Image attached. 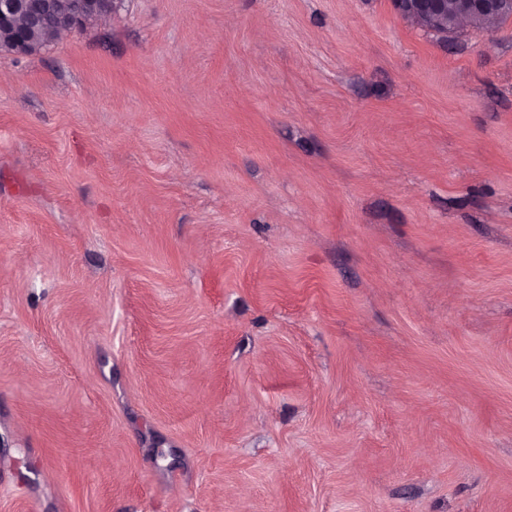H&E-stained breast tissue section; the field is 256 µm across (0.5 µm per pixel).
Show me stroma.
I'll use <instances>...</instances> for the list:
<instances>
[{"instance_id": "1", "label": "stroma", "mask_w": 512, "mask_h": 512, "mask_svg": "<svg viewBox=\"0 0 512 512\" xmlns=\"http://www.w3.org/2000/svg\"><path fill=\"white\" fill-rule=\"evenodd\" d=\"M0 512H512V20L0 52Z\"/></svg>"}]
</instances>
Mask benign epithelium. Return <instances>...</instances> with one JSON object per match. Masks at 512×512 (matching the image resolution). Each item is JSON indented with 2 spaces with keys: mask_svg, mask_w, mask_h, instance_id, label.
I'll use <instances>...</instances> for the list:
<instances>
[{
  "mask_svg": "<svg viewBox=\"0 0 512 512\" xmlns=\"http://www.w3.org/2000/svg\"><path fill=\"white\" fill-rule=\"evenodd\" d=\"M113 0H0V30L13 35L16 53L28 55L33 34L43 20H59L57 30L70 31L88 18L111 9ZM397 11L416 25L433 30L480 24L494 16H512V0H457L459 19L448 15V0H394Z\"/></svg>",
  "mask_w": 512,
  "mask_h": 512,
  "instance_id": "benign-epithelium-1",
  "label": "benign epithelium"
}]
</instances>
